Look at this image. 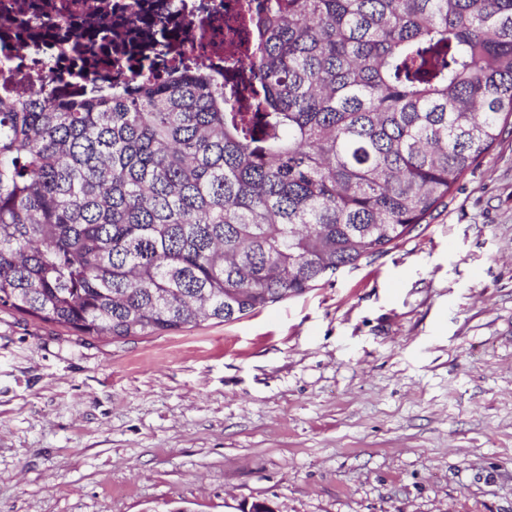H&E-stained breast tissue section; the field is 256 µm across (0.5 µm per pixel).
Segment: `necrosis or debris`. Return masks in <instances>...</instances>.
<instances>
[{
	"label": "necrosis or debris",
	"instance_id": "1",
	"mask_svg": "<svg viewBox=\"0 0 512 512\" xmlns=\"http://www.w3.org/2000/svg\"><path fill=\"white\" fill-rule=\"evenodd\" d=\"M245 0H0V70L17 75L54 69L58 90L69 88V58L60 54L64 32L58 7L70 8L72 30L91 37L104 15H112L113 45L125 49L135 38L143 51L157 40L224 64L244 52L250 26Z\"/></svg>",
	"mask_w": 512,
	"mask_h": 512
}]
</instances>
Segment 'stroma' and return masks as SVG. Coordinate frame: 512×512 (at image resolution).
<instances>
[{
  "mask_svg": "<svg viewBox=\"0 0 512 512\" xmlns=\"http://www.w3.org/2000/svg\"><path fill=\"white\" fill-rule=\"evenodd\" d=\"M512 512V119L384 252L115 341L0 310V512Z\"/></svg>",
  "mask_w": 512,
  "mask_h": 512,
  "instance_id": "1",
  "label": "stroma"
}]
</instances>
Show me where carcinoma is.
<instances>
[{
  "label": "carcinoma",
  "instance_id": "carcinoma-1",
  "mask_svg": "<svg viewBox=\"0 0 512 512\" xmlns=\"http://www.w3.org/2000/svg\"><path fill=\"white\" fill-rule=\"evenodd\" d=\"M237 72L246 112L196 62L0 100V309L161 335L382 252L512 116V0H263Z\"/></svg>",
  "mask_w": 512,
  "mask_h": 512
}]
</instances>
